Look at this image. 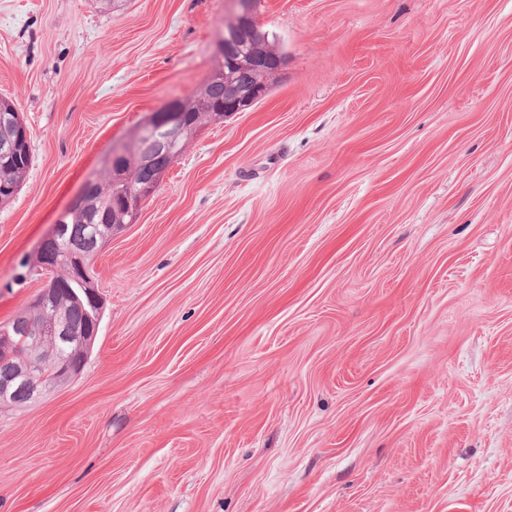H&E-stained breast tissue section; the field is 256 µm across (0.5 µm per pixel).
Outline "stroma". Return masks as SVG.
<instances>
[{"label": "stroma", "mask_w": 512, "mask_h": 512, "mask_svg": "<svg viewBox=\"0 0 512 512\" xmlns=\"http://www.w3.org/2000/svg\"><path fill=\"white\" fill-rule=\"evenodd\" d=\"M234 0H0L32 166L0 324ZM287 54L93 260L81 372L0 409V512H512V0H259Z\"/></svg>", "instance_id": "35a3bbf8"}]
</instances>
